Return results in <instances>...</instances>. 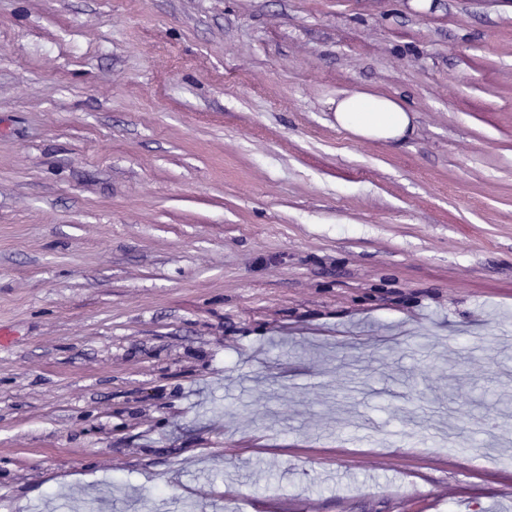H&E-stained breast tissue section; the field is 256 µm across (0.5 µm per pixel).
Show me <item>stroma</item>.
I'll use <instances>...</instances> for the list:
<instances>
[{
	"mask_svg": "<svg viewBox=\"0 0 512 512\" xmlns=\"http://www.w3.org/2000/svg\"><path fill=\"white\" fill-rule=\"evenodd\" d=\"M419 2L0 0V512H512V0ZM397 101L355 93L336 102V123L368 140H400L411 129L412 117Z\"/></svg>",
	"mask_w": 512,
	"mask_h": 512,
	"instance_id": "1",
	"label": "stroma"
}]
</instances>
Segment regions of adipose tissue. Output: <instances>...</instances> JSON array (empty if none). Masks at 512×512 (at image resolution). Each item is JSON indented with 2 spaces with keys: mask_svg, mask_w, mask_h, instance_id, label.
<instances>
[{
  "mask_svg": "<svg viewBox=\"0 0 512 512\" xmlns=\"http://www.w3.org/2000/svg\"><path fill=\"white\" fill-rule=\"evenodd\" d=\"M337 124L368 140H400L411 129L412 117L397 101L355 93L336 103Z\"/></svg>",
  "mask_w": 512,
  "mask_h": 512,
  "instance_id": "adipose-tissue-1",
  "label": "adipose tissue"
}]
</instances>
